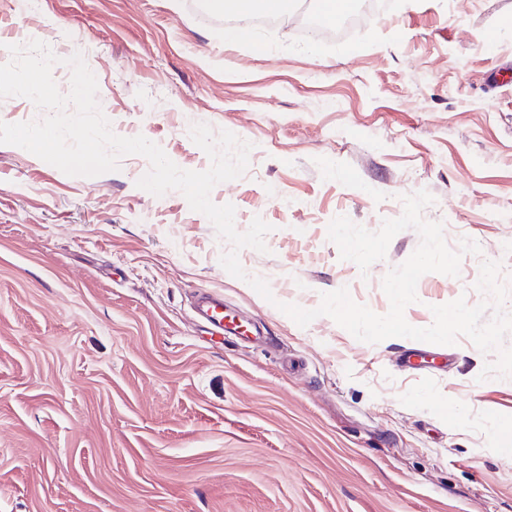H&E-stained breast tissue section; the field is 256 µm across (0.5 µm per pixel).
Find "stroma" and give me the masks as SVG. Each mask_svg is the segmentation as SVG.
<instances>
[{
    "label": "stroma",
    "mask_w": 512,
    "mask_h": 512,
    "mask_svg": "<svg viewBox=\"0 0 512 512\" xmlns=\"http://www.w3.org/2000/svg\"><path fill=\"white\" fill-rule=\"evenodd\" d=\"M179 2L0 0V64L42 41L66 94L82 55L117 135L192 171L210 166L194 124L252 143L211 199L234 205L238 231L272 227L266 252L240 250L241 280L182 193L137 187L146 158L69 176L0 144V512H512V445L496 435L512 430V377H480L496 353L464 336L370 344L276 307L344 287L386 314L382 280L418 232L364 272L328 226L377 231L423 189L447 245L481 252L459 276L423 275L406 321L482 302L485 260L512 288V0H387L343 36L306 40L293 18L236 44L205 0ZM202 291L260 335L199 324ZM411 349L426 360L405 372Z\"/></svg>",
    "instance_id": "stroma-1"
}]
</instances>
